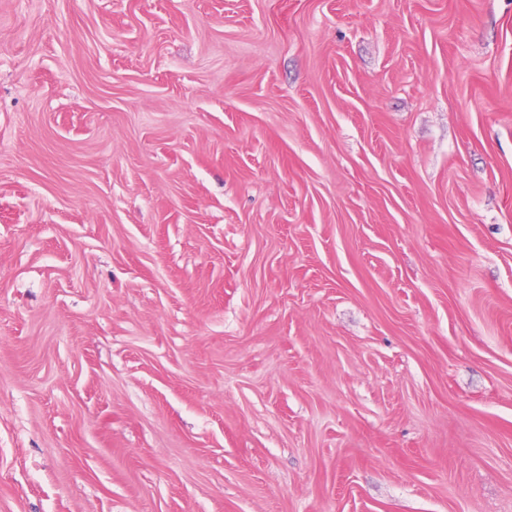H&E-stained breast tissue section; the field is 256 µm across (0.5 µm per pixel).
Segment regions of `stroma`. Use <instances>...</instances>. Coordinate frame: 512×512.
Instances as JSON below:
<instances>
[{
    "mask_svg": "<svg viewBox=\"0 0 512 512\" xmlns=\"http://www.w3.org/2000/svg\"><path fill=\"white\" fill-rule=\"evenodd\" d=\"M0 512H512V0H0Z\"/></svg>",
    "mask_w": 512,
    "mask_h": 512,
    "instance_id": "35a3bbf8",
    "label": "stroma"
}]
</instances>
